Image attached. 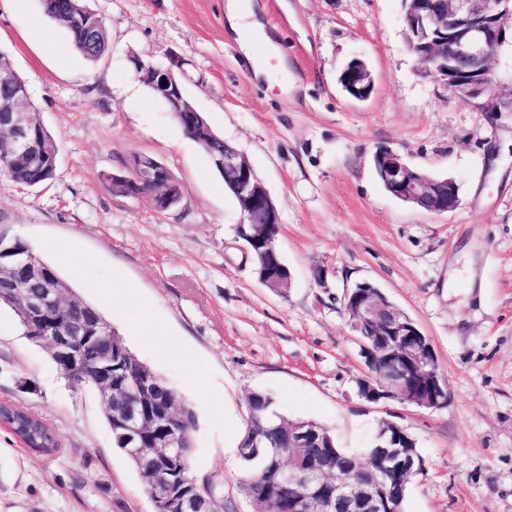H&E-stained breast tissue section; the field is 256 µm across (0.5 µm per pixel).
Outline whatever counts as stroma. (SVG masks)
<instances>
[{
    "label": "stroma",
    "instance_id": "1",
    "mask_svg": "<svg viewBox=\"0 0 512 512\" xmlns=\"http://www.w3.org/2000/svg\"><path fill=\"white\" fill-rule=\"evenodd\" d=\"M225 0H87L109 43L85 60L39 0H0V52L28 85L59 145L55 177L29 188L0 178V238L26 242L96 305L132 353L192 406V473L224 478V512H254L237 488L236 440L248 393L289 419H312L342 448L371 447L381 421L417 443L424 471L403 512H512V112H485L424 75L406 44L403 0H249L285 60L257 78L229 30ZM41 20L48 33L32 32ZM182 57L187 101L249 161L280 213L294 279L261 285L236 247L242 214L206 152L131 63ZM364 60L372 91L339 76ZM460 187L437 215L387 193L379 148ZM160 161L182 200L160 212L113 195L104 175L135 156ZM137 288L144 315L98 282ZM369 282L428 337L448 405L368 401L364 358L344 309ZM224 401L216 410L211 395ZM0 402L54 430L60 450L24 448L0 426V512H153L148 485L114 447L97 391L72 388L47 350L0 308Z\"/></svg>",
    "mask_w": 512,
    "mask_h": 512
}]
</instances>
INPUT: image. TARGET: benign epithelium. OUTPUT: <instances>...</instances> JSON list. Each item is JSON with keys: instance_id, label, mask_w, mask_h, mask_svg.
Segmentation results:
<instances>
[{"instance_id": "7a95c632", "label": "benign epithelium", "mask_w": 512, "mask_h": 512, "mask_svg": "<svg viewBox=\"0 0 512 512\" xmlns=\"http://www.w3.org/2000/svg\"><path fill=\"white\" fill-rule=\"evenodd\" d=\"M404 3L408 47L422 56L444 60L430 75L441 80L450 94L472 100L486 112H499L503 107L512 111V90L502 95L495 78L500 50L512 46V0H434L430 9L422 8V0ZM181 65V57L175 55L167 65L141 62L138 68L153 83L166 87L170 110L179 113L181 125L191 131L193 108L173 80L174 69ZM340 81L353 97H368L371 74L364 62H350ZM31 112L25 83H0V132L10 138L12 152L22 158L37 151L28 120ZM375 160L394 196L430 213H448L459 206V186L454 179L430 180L388 148L378 149ZM214 163L233 185L244 215L238 237L247 255L255 246V237L280 223L278 208L236 149L224 147V154L214 158ZM22 269L27 279L42 288L38 294L19 297L36 332L34 340L49 349L73 385H80L87 370H93L101 402L118 425L120 448L150 456L146 478L155 487L154 512H217L211 498L164 480V474L177 469L188 450V428L175 397H159L155 378L147 371L129 368L112 374V353L120 346L107 335L104 325L81 318V309L49 281L38 263L25 260ZM345 302L368 367L367 378L360 384L362 395L373 402L386 399L423 408L447 405L448 384L438 371H431L427 390L415 387L419 373L431 366L432 355L429 341L414 321L368 284L346 293ZM84 347L95 349L94 362L85 360ZM393 428L377 436L370 458H355L344 466L328 465L318 447L319 430L301 424L288 427V439L304 454V468L278 461L279 449L260 438L251 447L239 449V455L263 467L274 483L304 484L309 501L300 504L299 512H395L389 504L390 486L398 475H415L420 465L414 449H399L404 431L396 424Z\"/></svg>"}]
</instances>
